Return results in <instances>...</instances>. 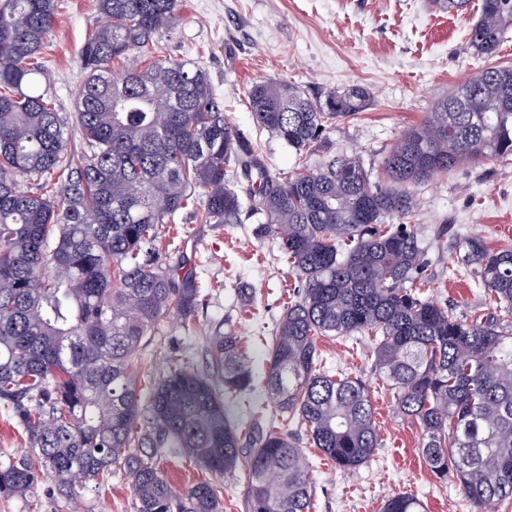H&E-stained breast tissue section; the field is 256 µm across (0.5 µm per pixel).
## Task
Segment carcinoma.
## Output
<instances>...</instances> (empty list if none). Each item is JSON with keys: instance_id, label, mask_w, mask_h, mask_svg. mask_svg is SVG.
Wrapping results in <instances>:
<instances>
[{"instance_id": "obj_1", "label": "carcinoma", "mask_w": 512, "mask_h": 512, "mask_svg": "<svg viewBox=\"0 0 512 512\" xmlns=\"http://www.w3.org/2000/svg\"><path fill=\"white\" fill-rule=\"evenodd\" d=\"M181 0H97L104 22L82 49L75 111L86 149L64 155L63 121L38 62L55 0H0V407L28 434L33 456L0 463V495H21L43 474L62 490L107 485L119 472L137 512H223L224 485L170 486L161 449L216 475L240 471L248 512H310L309 462L290 434L243 433L231 411L256 381L238 337L210 339L220 381L170 357L162 377L133 355L161 318L191 321L193 271L156 260L159 225L202 191L201 220L235 224L242 209L234 162L257 170L250 209L302 282L268 348L264 387L275 410L314 447L352 471L379 447L368 387L317 369L319 336L366 333L397 413L421 429L422 458L453 478L473 512L512 498V325L460 318L419 289L424 252L411 187L466 163L512 156V67L482 70L435 103L382 162L373 185L359 158L270 173L229 125L210 79L188 61L155 60L112 79V63L148 59ZM469 45L496 54L512 30V0H481ZM362 87L309 97L298 85H255L258 126L300 154L327 126L360 112ZM21 179L33 191L19 190ZM456 268L512 310V247L476 236L453 246ZM154 381L141 404V377ZM383 512H425L410 493Z\"/></svg>"}]
</instances>
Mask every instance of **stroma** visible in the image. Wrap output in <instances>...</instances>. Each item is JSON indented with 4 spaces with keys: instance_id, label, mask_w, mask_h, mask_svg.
I'll list each match as a JSON object with an SVG mask.
<instances>
[{
    "instance_id": "obj_1",
    "label": "stroma",
    "mask_w": 512,
    "mask_h": 512,
    "mask_svg": "<svg viewBox=\"0 0 512 512\" xmlns=\"http://www.w3.org/2000/svg\"><path fill=\"white\" fill-rule=\"evenodd\" d=\"M57 3L39 59L60 106L69 156L86 147L74 102L85 78L82 48L102 18L96 0ZM479 7L480 0H470L457 15L432 0H183L174 23L156 36V56L190 59L207 72L229 124L252 140L261 167L276 173L355 155L376 182L396 140L456 84L489 67L512 66V37L491 57L471 49L469 29ZM279 79L313 97L358 85L370 98L361 112L336 120L321 142L298 154L260 128L249 106L254 83ZM415 193L430 281L426 296L460 317H503L471 276L454 270L452 247L463 234L480 235L492 247L512 243V157L457 167ZM257 226L246 208L236 224H207L187 210L164 224L158 263L193 271L205 301L190 323L172 313L162 318L135 364L159 374L166 358L184 357L196 370L211 372L209 340L221 331L238 336L254 373L264 372L262 340L273 336L298 279L276 240L257 235ZM316 346L322 368L369 385L380 446L367 463L346 472L301 439L314 481L312 512H381L385 499L401 492L419 497L427 512H470L456 484L440 482L425 465L418 424L398 415L392 392L373 369V338L320 336ZM0 512H136V501L119 473L108 488L72 495L45 475L26 495L0 497Z\"/></svg>"
}]
</instances>
